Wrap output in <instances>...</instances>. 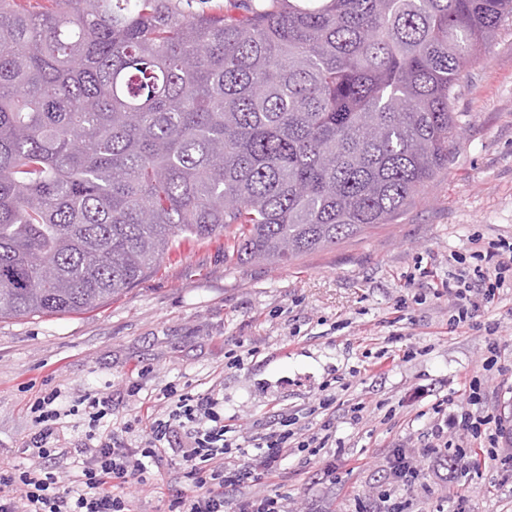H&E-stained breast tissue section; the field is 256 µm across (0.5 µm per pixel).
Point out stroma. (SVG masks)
Masks as SVG:
<instances>
[{
    "label": "stroma",
    "mask_w": 512,
    "mask_h": 512,
    "mask_svg": "<svg viewBox=\"0 0 512 512\" xmlns=\"http://www.w3.org/2000/svg\"><path fill=\"white\" fill-rule=\"evenodd\" d=\"M454 110L447 171L396 223L278 266L237 262L220 239L190 241L96 310L0 319V457L28 465L27 406L46 386L62 392L59 434L69 448L85 439L88 420L70 409L86 394L110 397L105 431L163 411L167 387L214 393L241 444L284 414L299 432L317 431L328 392L337 448L313 458L290 450L280 477L249 494L278 492L287 512H358L390 482L414 512H450L463 490L471 512H512V488L499 483L512 458V288L481 308V329L453 332L455 305L443 292L450 255L474 251V235L512 241V19L481 50ZM487 323L503 339L484 385L504 432L498 460L466 472L419 448L434 403L485 362ZM358 401L367 409L354 425L346 407ZM399 449L415 457L418 484L393 482ZM357 457L365 468L351 469Z\"/></svg>",
    "instance_id": "obj_1"
}]
</instances>
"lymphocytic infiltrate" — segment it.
<instances>
[{
  "instance_id": "1",
  "label": "lymphocytic infiltrate",
  "mask_w": 512,
  "mask_h": 512,
  "mask_svg": "<svg viewBox=\"0 0 512 512\" xmlns=\"http://www.w3.org/2000/svg\"><path fill=\"white\" fill-rule=\"evenodd\" d=\"M470 258L476 266L469 272L464 264ZM452 260L460 266L453 283L446 286L455 301L456 313L449 321L455 329L468 325L495 290L504 287L512 273V242L493 240L485 250L469 257L456 254ZM59 396L54 389L36 395L29 405L37 426L28 448L34 465L22 468L0 459V512H130L132 491L162 481V467L171 451L180 458L188 486L172 494L168 512H224L229 501L234 512H285L280 495H248L245 487L278 477L289 449L314 456L336 439L333 420H325L319 432L302 438L293 430L292 418L284 415L256 438L251 458L239 463L230 457L234 427L220 413L219 399L172 387L166 396L174 405L166 415L146 421L137 417L105 432L99 424L112 411L109 400L88 397L89 430L84 443L73 450L53 443L61 416L53 404ZM484 397L482 373L475 372L466 377L454 399L436 402L421 456L439 459L448 452L465 468L480 458L497 459L502 430L495 417L479 412ZM141 424L149 429L148 443L129 447L125 434ZM452 429L480 440V447L450 445ZM75 456L81 461L80 474L68 482L60 475L59 464Z\"/></svg>"
}]
</instances>
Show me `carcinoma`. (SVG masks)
I'll return each mask as SVG.
<instances>
[{
  "label": "carcinoma",
  "mask_w": 512,
  "mask_h": 512,
  "mask_svg": "<svg viewBox=\"0 0 512 512\" xmlns=\"http://www.w3.org/2000/svg\"><path fill=\"white\" fill-rule=\"evenodd\" d=\"M0 0V318L89 312L184 240L286 264L448 169L512 0Z\"/></svg>",
  "instance_id": "carcinoma-1"
}]
</instances>
